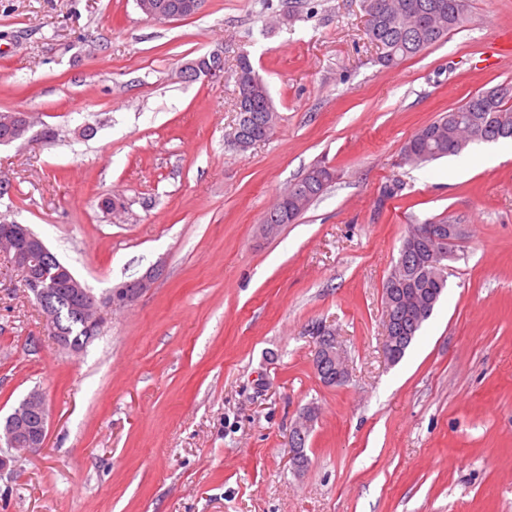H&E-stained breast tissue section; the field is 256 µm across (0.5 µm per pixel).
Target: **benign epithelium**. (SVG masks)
Instances as JSON below:
<instances>
[{"label":"benign epithelium","instance_id":"7a95c632","mask_svg":"<svg viewBox=\"0 0 512 512\" xmlns=\"http://www.w3.org/2000/svg\"><path fill=\"white\" fill-rule=\"evenodd\" d=\"M147 16L165 21L173 19L167 8L152 0L140 3ZM0 120L15 127L13 140L25 138L30 129L31 121L26 112H6L0 115ZM0 249L13 256V266L23 271L30 291L42 302L46 303L44 314L46 320H56V312L47 305L50 289L43 277L34 266V258L38 255L49 254L44 240L24 224L0 223ZM159 266L149 267L139 277L122 283L109 291L106 297L98 299L86 291L82 282L69 277L70 287L74 288V302L91 324L96 325L102 321L99 305L104 304L114 308H124L132 303L136 297L145 293L157 278ZM317 353L322 359H330L336 364L335 380L344 381L348 368L345 353L334 336L316 337ZM48 429V411L45 398L39 390L35 389L19 403L6 421L0 423V443L18 452L29 453L43 446Z\"/></svg>","mask_w":512,"mask_h":512}]
</instances>
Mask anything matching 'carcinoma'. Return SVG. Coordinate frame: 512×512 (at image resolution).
Listing matches in <instances>:
<instances>
[{
    "label": "carcinoma",
    "mask_w": 512,
    "mask_h": 512,
    "mask_svg": "<svg viewBox=\"0 0 512 512\" xmlns=\"http://www.w3.org/2000/svg\"><path fill=\"white\" fill-rule=\"evenodd\" d=\"M366 16L365 34L379 50L378 62L385 67L412 58L445 38L466 21L465 0H363ZM238 88V137L250 148L272 133L278 113L269 89L253 68L248 55L239 56L234 73ZM512 87L494 86L472 95L464 104L439 115L421 127L403 147L402 159L421 165L443 157L459 156L477 143L512 139ZM335 179V171L317 165L290 184L288 216L281 207L269 210L262 224L276 233L292 224L308 209ZM436 245L426 235L424 224H414L404 238L399 257L383 287V302L389 304V335L413 341L430 319L421 316L409 304L414 298L435 310L447 287V280L434 273L440 260L431 256ZM51 297L58 311L51 326L54 336H64L73 349L85 348L102 333V326L92 328L81 312L71 307L73 289L67 275L54 278Z\"/></svg>",
    "instance_id": "cac0c4a2"
}]
</instances>
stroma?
I'll use <instances>...</instances> for the list:
<instances>
[{"instance_id":"obj_1","label":"stroma","mask_w":512,"mask_h":512,"mask_svg":"<svg viewBox=\"0 0 512 512\" xmlns=\"http://www.w3.org/2000/svg\"><path fill=\"white\" fill-rule=\"evenodd\" d=\"M467 4L464 27L386 68L361 0H206L168 21L136 0H0V112L33 123L0 145V221L99 296L162 266L71 353L0 253V418L35 388L48 408L44 447L6 454L0 512H512V141L401 158L439 114L512 86V56L492 55L512 0ZM211 53L221 72L184 78ZM244 53L279 119L243 153L227 134ZM320 161L338 180L264 234ZM442 218L464 228L447 287L390 363L384 282L411 225ZM319 326L344 384L316 372ZM317 353L322 359H331L336 364L335 380L343 382L348 368L345 353L335 336H316ZM314 419L309 413L301 412L292 428V432L300 436H291L290 438V448H292L291 461L295 468L299 465L298 460L302 455L301 448H306L307 439H305V442H302V438L311 431Z\"/></svg>"}]
</instances>
